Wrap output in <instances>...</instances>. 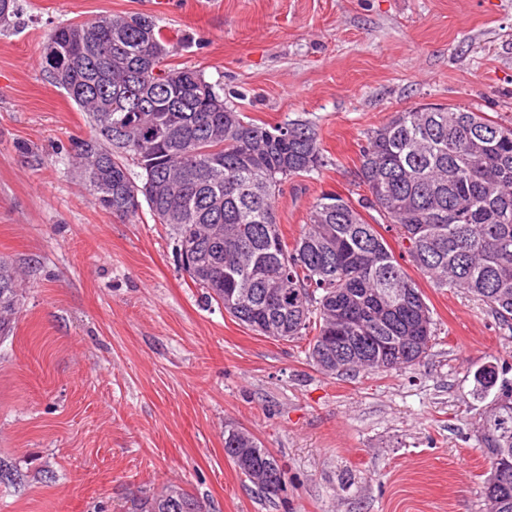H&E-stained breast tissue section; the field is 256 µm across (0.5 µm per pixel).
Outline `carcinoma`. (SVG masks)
Here are the masks:
<instances>
[{
  "mask_svg": "<svg viewBox=\"0 0 512 512\" xmlns=\"http://www.w3.org/2000/svg\"><path fill=\"white\" fill-rule=\"evenodd\" d=\"M61 49L42 59L52 83L89 115L93 136L76 146L77 164L112 187L104 210L139 214L130 197L146 171L171 184L162 199L142 198L155 222L172 225L175 250L195 243L181 266L206 299L233 309L258 334L308 341L312 363L328 375L388 372L418 365L434 336L432 313L380 228L407 242L413 265L437 288H457L512 331V126L482 112H398L368 133L358 179L368 195L357 208L337 193L320 196L288 245L274 207L289 180L324 167L316 130L295 120L268 126L224 104L199 70L167 63L174 46L155 23L123 16L59 26ZM162 119L159 138L122 147L110 130L140 114ZM139 169L132 177L131 167ZM376 212L367 220L361 209ZM24 305L17 271L0 260V339ZM475 392L495 391L477 438L490 471L512 481V380L493 365L474 374ZM224 452L270 497L285 473L251 433L230 428ZM484 512H512V486L487 477ZM138 512H206L204 502L170 484Z\"/></svg>",
  "mask_w": 512,
  "mask_h": 512,
  "instance_id": "obj_1",
  "label": "carcinoma"
}]
</instances>
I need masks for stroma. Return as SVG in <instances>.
<instances>
[{
    "label": "stroma",
    "mask_w": 512,
    "mask_h": 512,
    "mask_svg": "<svg viewBox=\"0 0 512 512\" xmlns=\"http://www.w3.org/2000/svg\"><path fill=\"white\" fill-rule=\"evenodd\" d=\"M0 27V258L25 299L0 340V512H132L176 484L210 512H482L483 365L512 335L481 302L395 255L433 312L416 367L331 378L307 341H277L207 303L169 225L95 204L72 163L86 113L42 68L49 32L106 14L151 17L192 67L259 123L303 120L325 167L276 201L287 240L317 198L361 201L359 150L398 112L442 104L512 126V0H18ZM286 472L275 498L224 453L225 427Z\"/></svg>",
    "instance_id": "1"
}]
</instances>
